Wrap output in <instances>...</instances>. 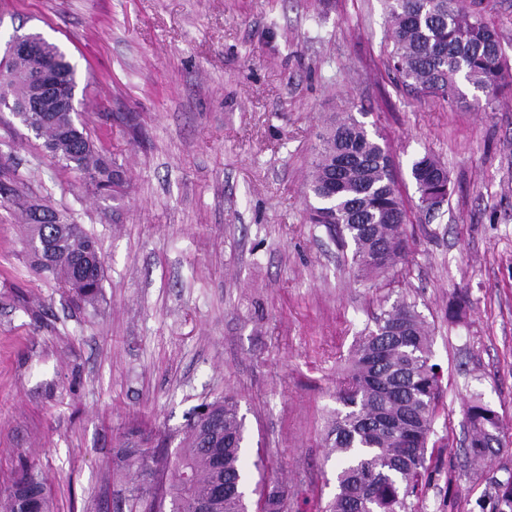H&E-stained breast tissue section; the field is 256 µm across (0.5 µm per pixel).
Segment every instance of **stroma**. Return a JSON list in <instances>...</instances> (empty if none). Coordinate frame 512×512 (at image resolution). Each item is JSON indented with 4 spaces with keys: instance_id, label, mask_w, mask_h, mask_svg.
Here are the masks:
<instances>
[{
    "instance_id": "35a3bbf8",
    "label": "stroma",
    "mask_w": 512,
    "mask_h": 512,
    "mask_svg": "<svg viewBox=\"0 0 512 512\" xmlns=\"http://www.w3.org/2000/svg\"><path fill=\"white\" fill-rule=\"evenodd\" d=\"M19 31L76 65L124 191L95 193L0 112V163L92 232L105 268L98 310L77 306L0 206V480L23 451L50 476L54 512H116L121 429L159 441L228 394L247 461L263 463L248 485L279 482L288 512H306L335 493L324 437L347 360L404 298L441 374L431 476L408 512H491L512 471V90L454 108L416 97L388 70L383 0H0V53ZM332 112L384 137L409 203L405 254L371 281L308 221ZM427 153L452 189L431 216L410 175ZM460 293L469 305L449 318ZM476 400L498 412L503 446L473 461Z\"/></svg>"
}]
</instances>
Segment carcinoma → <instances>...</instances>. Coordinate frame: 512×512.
I'll use <instances>...</instances> for the list:
<instances>
[{"instance_id": "carcinoma-1", "label": "carcinoma", "mask_w": 512, "mask_h": 512, "mask_svg": "<svg viewBox=\"0 0 512 512\" xmlns=\"http://www.w3.org/2000/svg\"><path fill=\"white\" fill-rule=\"evenodd\" d=\"M391 50L389 67L397 79L423 97L454 107L466 102L461 85L497 99L512 85V64L499 34L486 19L482 0H384ZM57 58L72 85L77 70L56 44ZM53 158L75 169L94 190L121 192L116 162L95 147L78 115L64 113L40 126ZM410 174L419 202L449 194L440 161L424 154ZM310 223L352 247L361 276L387 274L406 250L408 207L399 190L386 143L348 114L331 117L319 134L308 181ZM0 199L24 217L29 254L35 269L78 301L95 306L102 296L103 263L98 242L82 225L50 203L24 194L6 168H0ZM430 336L415 305L402 299L380 310L374 327L360 336L347 368L348 386L338 392L342 408L330 421L325 447L336 458V492L315 512H407V499L418 493L427 471L426 454L439 376L430 363ZM207 420L186 424L174 456L142 447L143 434L123 435L113 464L133 472L127 489L130 512H197L210 498L219 477L206 445L228 441L224 449V500L214 512H249L243 464L245 419L230 395L209 403ZM475 456L502 446L497 412L475 402L467 410ZM257 512H285L288 491L258 484ZM498 512H512V473L496 481ZM0 512H54L49 478L39 459L21 458L19 467L0 483Z\"/></svg>"}]
</instances>
